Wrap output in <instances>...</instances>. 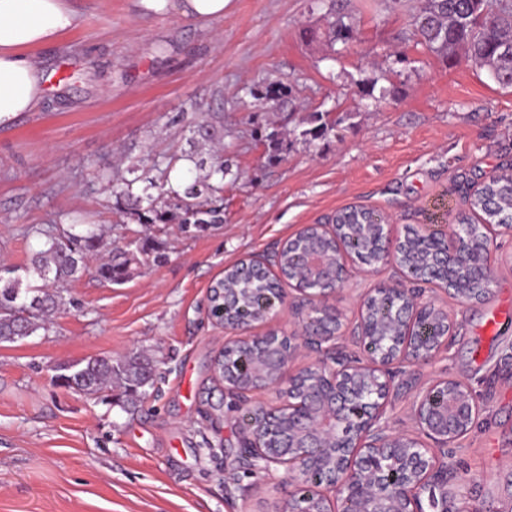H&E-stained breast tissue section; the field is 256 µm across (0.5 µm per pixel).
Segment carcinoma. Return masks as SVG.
<instances>
[{
  "instance_id": "obj_1",
  "label": "carcinoma",
  "mask_w": 512,
  "mask_h": 512,
  "mask_svg": "<svg viewBox=\"0 0 512 512\" xmlns=\"http://www.w3.org/2000/svg\"><path fill=\"white\" fill-rule=\"evenodd\" d=\"M414 26L428 50L447 60L462 49L469 60L489 70L494 80L512 87V0H424L414 18ZM331 44L348 43L354 38L353 26L339 18L328 32ZM149 177L125 179L112 185L116 202L124 205L140 224H177L199 232L213 224L224 223L223 152L214 158L212 174L219 180L199 181L179 192L169 182L176 161L150 159ZM144 180L142 193L134 184ZM158 190V196L148 190ZM473 218L467 224L475 230L470 247L478 252L483 242L477 233L480 224H512V174L504 170L478 188L470 199ZM333 223L350 227L346 246L357 258L369 265L378 263L381 249L374 237V226L384 223L382 215L364 207L339 211ZM29 232L42 240L29 262L19 268L0 266V341H14L45 328L48 316L67 304L61 284L79 278L89 270L90 262L100 252L102 229L95 224L49 223L33 225ZM320 251L336 257V241L316 228L309 229ZM126 246H116L110 255L94 266L95 277L105 283L120 284L134 271V258ZM401 262L424 263L429 253L417 246V238L407 237L400 252ZM307 260L301 243L293 239L280 252L282 278L247 277L234 266L224 271L215 287L226 296L209 299V314L217 321L247 325L260 321L265 311L279 299L281 279L295 274ZM24 308L28 315L19 320L14 310ZM232 380L246 388L254 382L256 356L238 349L229 358ZM63 384L76 392L100 394L118 384L125 396L133 398L139 390L153 385V361L135 357L118 363L110 357H96L66 368L60 375Z\"/></svg>"
}]
</instances>
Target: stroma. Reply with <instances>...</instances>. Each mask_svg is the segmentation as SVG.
Here are the masks:
<instances>
[{
	"label": "stroma",
	"mask_w": 512,
	"mask_h": 512,
	"mask_svg": "<svg viewBox=\"0 0 512 512\" xmlns=\"http://www.w3.org/2000/svg\"><path fill=\"white\" fill-rule=\"evenodd\" d=\"M80 28L38 49L50 90L39 111L0 129V260L27 263L28 226L75 215L101 225L105 246L155 242L121 285L83 274L47 329L0 343V512H288L295 478L260 471L245 453L249 412L284 400L280 387L241 394L214 369L225 330L208 292L226 268L271 254L308 224L362 205L389 222L450 233L468 197L512 167V88L465 56L445 61L412 24L422 0H227L200 22L139 9L136 0H74ZM347 44H330L337 17ZM284 94L258 101L267 84ZM224 115V221L203 233L136 223L110 176L149 157H208L188 124ZM330 124L302 137L315 114ZM279 131L283 142L268 139ZM491 289L462 301L415 282L393 261L353 260L328 303L353 326L373 288H411L446 310L456 337L430 361L394 366L384 421L415 432L413 400L439 376L473 391L472 430L438 456L453 512H512V233L489 245ZM273 318L242 335L300 332L309 304L291 284ZM153 387L126 410L120 391L61 386L63 367L139 355Z\"/></svg>",
	"instance_id": "1"
}]
</instances>
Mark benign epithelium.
Listing matches in <instances>:
<instances>
[{"label": "benign epithelium", "mask_w": 512, "mask_h": 512, "mask_svg": "<svg viewBox=\"0 0 512 512\" xmlns=\"http://www.w3.org/2000/svg\"><path fill=\"white\" fill-rule=\"evenodd\" d=\"M468 228L460 226L451 244L432 250V263L408 267L414 279H428L448 286V295L470 301L486 295L492 279L487 264L470 278L466 288L447 279L451 263L466 245ZM310 266L331 288H316L304 281L298 291L310 303L304 325V344L324 353L325 359L296 375L285 372L298 345L292 337L275 332L254 336L246 344L255 352L287 346L282 359L258 368L259 385L285 386L288 401L262 411L264 433L246 448L249 465L265 469L280 464L303 477H325L304 495H295L288 512H338L342 501L351 512H448V469L435 448H425L412 436L394 433L381 424L391 396L389 366L433 358L454 339L447 311L421 303L403 288H376L360 303L358 321L351 335L342 332L341 315L325 305L328 296L343 283L347 252L336 239V261L327 268L314 245L308 246ZM393 292L397 308L385 324L370 317L369 305L378 295ZM422 319L440 325L437 335L423 342L415 336ZM363 357L352 359L348 345ZM415 421L436 448H446L464 437L478 418L479 409L469 387L452 378H438L417 396Z\"/></svg>", "instance_id": "benign-epithelium-1"}]
</instances>
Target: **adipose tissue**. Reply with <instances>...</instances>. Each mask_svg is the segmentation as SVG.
<instances>
[{
	"label": "adipose tissue",
	"mask_w": 512,
	"mask_h": 512,
	"mask_svg": "<svg viewBox=\"0 0 512 512\" xmlns=\"http://www.w3.org/2000/svg\"><path fill=\"white\" fill-rule=\"evenodd\" d=\"M151 12L209 22L223 17L226 0H139ZM74 0H0V128L38 109L44 72L35 50L59 43L80 27Z\"/></svg>",
	"instance_id": "1"
}]
</instances>
